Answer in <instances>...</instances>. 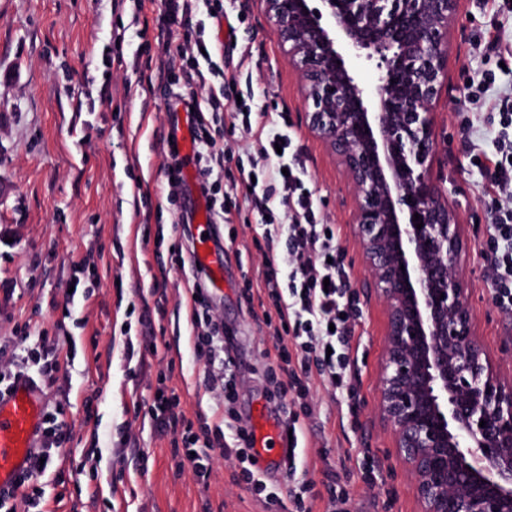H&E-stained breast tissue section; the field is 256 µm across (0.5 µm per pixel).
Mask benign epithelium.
Listing matches in <instances>:
<instances>
[{
    "instance_id": "1",
    "label": "benign epithelium",
    "mask_w": 512,
    "mask_h": 512,
    "mask_svg": "<svg viewBox=\"0 0 512 512\" xmlns=\"http://www.w3.org/2000/svg\"><path fill=\"white\" fill-rule=\"evenodd\" d=\"M262 2L304 124L355 190L354 236L386 314L378 410L420 512H512V384L476 336L459 217L433 174L460 0ZM355 59L376 62L374 86Z\"/></svg>"
}]
</instances>
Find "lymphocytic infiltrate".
I'll list each match as a JSON object with an SVG mask.
<instances>
[{"label": "lymphocytic infiltrate", "instance_id": "f902f5d3", "mask_svg": "<svg viewBox=\"0 0 512 512\" xmlns=\"http://www.w3.org/2000/svg\"><path fill=\"white\" fill-rule=\"evenodd\" d=\"M162 4L156 57L168 83V96L193 112L200 192L209 194L211 178L225 181L224 204L221 210H209V221L223 223L242 196L251 200L258 215L251 227L252 244L262 263L256 275L248 278L243 297L247 308L260 309V319L275 341V359L264 377L269 399L290 408L284 421L285 429L294 434L288 443L287 470L293 480L288 498L295 512H312L296 464V437L303 432L299 418L313 413L309 402L312 379L331 387L348 412L357 408L356 391L345 378L355 329L349 277L337 237L328 231L316 198L308 192L306 170L286 154L293 143L287 113H265L263 123L253 125L250 107L237 103L234 85L226 81L207 98L198 96L196 84L223 72L216 60L219 50L205 41V25L198 14L206 12L213 22H221L223 0H162ZM495 107L500 117L495 149L472 148L470 158L488 178L483 203L492 212L493 222L486 229L482 249L493 256L487 270L493 301L498 308L512 311V98L499 99ZM228 129L252 142L254 185L225 175L237 148L236 142L224 137ZM191 294L198 357L211 387L221 393L223 420L211 431L198 434L174 390L165 387L154 391L144 405L145 413L155 425L179 431L181 460L197 477L206 476L213 455L234 458L243 464L241 480L254 493H262L265 485L260 474L247 466L252 456V427L236 417L232 408L237 383L232 360L224 354V325L211 310L201 278H194ZM65 440L61 424L45 418L41 444L35 451L37 463L20 481L19 497L25 503L33 502L38 477L53 467Z\"/></svg>", "mask_w": 512, "mask_h": 512}]
</instances>
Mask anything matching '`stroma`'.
<instances>
[{"instance_id": "obj_1", "label": "stroma", "mask_w": 512, "mask_h": 512, "mask_svg": "<svg viewBox=\"0 0 512 512\" xmlns=\"http://www.w3.org/2000/svg\"><path fill=\"white\" fill-rule=\"evenodd\" d=\"M161 0H0V368L12 353L44 336L57 364L45 388L47 410H60L68 435L59 462L39 480L38 506L0 512H290L288 476L269 472L275 502L238 485V463L214 457L207 479L181 467L176 435L157 431L134 412L158 383L173 388L188 418L215 423L220 394L193 362L191 300L168 247L182 201H168L162 167L171 116L165 90L149 83L156 70L139 46L157 35ZM229 26L207 24L221 51L246 45L252 56L229 67L236 92L255 112H284L296 134L297 159L325 222L335 225L341 259L358 314L348 375L356 413L342 412L320 381L311 388L306 422V478L323 512L330 482L350 495L351 512H418L413 481L396 460L391 435L377 416L385 316L370 296L369 272L351 223L354 191L342 168L301 119L304 89L272 32L260 0H224ZM499 29L512 48V16L491 0H463L449 27L450 97L434 108L435 175L456 210L465 239L458 267L475 316L476 333L494 371L512 382V312L494 305L480 252L492 221L482 196L487 178L469 164L472 144L492 149L499 117L490 103L512 93V71L475 47ZM123 35L115 46V35ZM495 82L486 107L470 102L487 70ZM150 222H143V214ZM251 205L218 227L224 247V294L215 315L232 336L236 410L253 422L267 407L263 372L274 341L241 297L244 277L261 258L245 225ZM155 339L153 350L127 361L123 328ZM101 460L86 458L90 447ZM372 464L377 478L365 480Z\"/></svg>"}]
</instances>
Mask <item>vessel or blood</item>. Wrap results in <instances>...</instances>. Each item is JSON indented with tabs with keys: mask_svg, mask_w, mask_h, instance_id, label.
I'll list each match as a JSON object with an SVG mask.
<instances>
[{
	"mask_svg": "<svg viewBox=\"0 0 512 512\" xmlns=\"http://www.w3.org/2000/svg\"><path fill=\"white\" fill-rule=\"evenodd\" d=\"M191 113L173 125L172 132L182 147L185 157H192ZM193 207L192 261L206 276L210 295L224 292V250L216 245L214 227L209 224L203 199H192ZM44 417L42 390L31 381L21 379L8 389L0 391V494L17 492L18 479L27 473L32 455L39 445ZM282 417L263 416L255 427V451L257 462L272 469L282 466L288 453L282 437Z\"/></svg>",
	"mask_w": 512,
	"mask_h": 512,
	"instance_id": "vessel-or-blood-1",
	"label": "vessel or blood"
}]
</instances>
